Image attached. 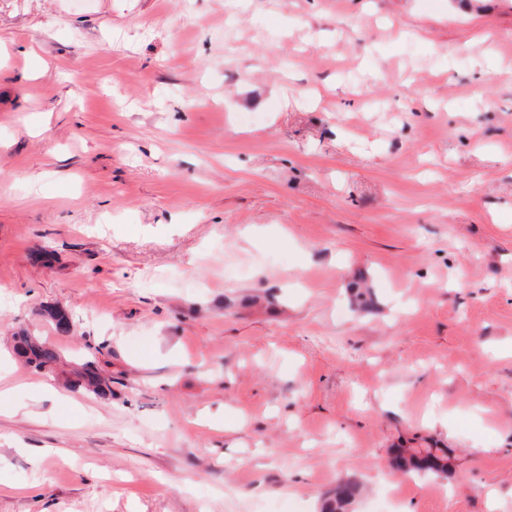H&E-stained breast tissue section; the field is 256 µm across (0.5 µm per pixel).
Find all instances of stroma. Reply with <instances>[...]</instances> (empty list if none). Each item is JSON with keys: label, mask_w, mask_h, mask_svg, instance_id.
Listing matches in <instances>:
<instances>
[{"label": "stroma", "mask_w": 512, "mask_h": 512, "mask_svg": "<svg viewBox=\"0 0 512 512\" xmlns=\"http://www.w3.org/2000/svg\"><path fill=\"white\" fill-rule=\"evenodd\" d=\"M433 444L452 478L392 473ZM348 478L512 512V0H0V512ZM14 352L36 370L56 373L62 363V354L55 347L21 331L14 336ZM103 346L94 348L86 357V360L78 369L73 370L67 378L69 385L75 389H82L84 392L95 397L105 398L112 395V377H103L97 361V354H102Z\"/></svg>", "instance_id": "stroma-1"}]
</instances>
